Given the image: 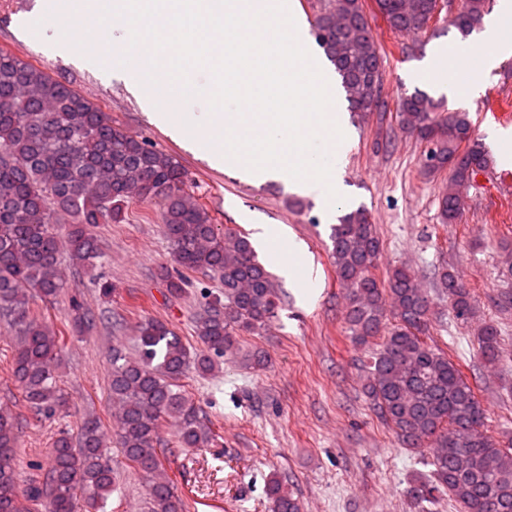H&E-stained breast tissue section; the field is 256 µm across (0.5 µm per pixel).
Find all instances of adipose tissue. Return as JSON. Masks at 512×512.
<instances>
[{"label":"adipose tissue","mask_w":512,"mask_h":512,"mask_svg":"<svg viewBox=\"0 0 512 512\" xmlns=\"http://www.w3.org/2000/svg\"><path fill=\"white\" fill-rule=\"evenodd\" d=\"M512 56V0H498L475 44H458L456 53L436 45L419 71L421 79L433 82L437 92L461 100L480 91L489 72ZM254 238L278 255L277 264L286 280L301 290L313 288V267L307 247L281 224L259 223Z\"/></svg>","instance_id":"ef3b65f1"}]
</instances>
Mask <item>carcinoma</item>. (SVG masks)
I'll return each mask as SVG.
<instances>
[{
    "instance_id": "1",
    "label": "carcinoma",
    "mask_w": 512,
    "mask_h": 512,
    "mask_svg": "<svg viewBox=\"0 0 512 512\" xmlns=\"http://www.w3.org/2000/svg\"><path fill=\"white\" fill-rule=\"evenodd\" d=\"M434 0H375L395 33L424 34ZM486 0H458L450 25L462 37L483 22ZM313 35L335 66L349 102L361 118L394 122L424 144L420 175L448 174L438 198L440 223L455 224L463 203L459 188L492 165V158L465 112L441 110L415 92L390 105L382 98L384 58L373 37L364 0H322ZM160 207L164 233L181 270H165L170 293L186 285L182 271L213 274L224 285L193 318L197 346L186 345L165 323L142 321L137 356L112 348L109 391L119 406L117 444L150 480L147 512H185L157 448L163 422L179 430L182 448H205L215 434L180 380L190 370L214 371L237 348L242 332L264 329L278 311L273 275L250 241L221 234L209 213L186 190V171L171 153L130 134L70 83L20 57L0 51V318L16 334L11 376L24 408L36 420L51 419L65 403L56 367L63 337L30 309V298H51L64 288L59 254L87 271L99 257L92 228L122 223L130 205ZM71 217L61 234L56 215ZM331 255L346 290L344 323L354 342L383 335L370 357L365 393L379 417L408 448L430 455L431 475L410 489L417 504L446 493L457 512H512V436L490 439L484 409L471 386L442 350L422 339L433 302L407 267H395L380 282L382 241L368 210L359 206L331 228ZM438 279L455 317L473 314L472 297L455 270ZM477 347L484 363L501 361L500 333L488 321ZM16 418L0 412V512H103L115 483L112 455L101 421L86 417L77 435L62 431L43 475L19 473ZM270 512H301L296 498L273 477L267 484Z\"/></svg>"
}]
</instances>
